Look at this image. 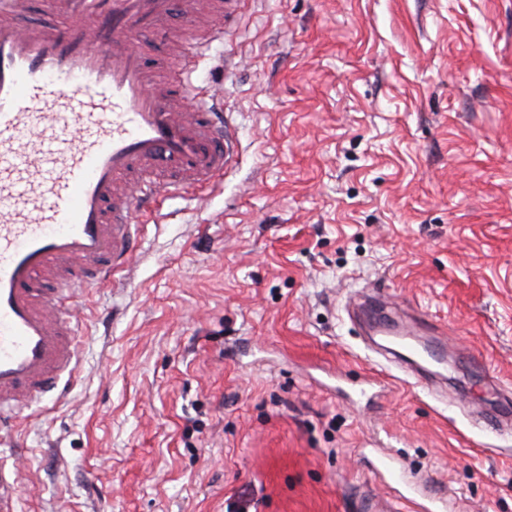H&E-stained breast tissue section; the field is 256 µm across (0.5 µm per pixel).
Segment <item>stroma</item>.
Wrapping results in <instances>:
<instances>
[{"label": "stroma", "instance_id": "35a3bbf8", "mask_svg": "<svg viewBox=\"0 0 512 512\" xmlns=\"http://www.w3.org/2000/svg\"><path fill=\"white\" fill-rule=\"evenodd\" d=\"M239 155L73 304L64 394L13 435L20 512H512V0H241L197 66ZM441 329L418 365L373 289ZM373 466L377 471L386 475L391 481L402 484L404 486V493L402 497L404 500L413 503L420 512H436L437 507L433 503L423 504L419 501L417 496V486L406 481L404 472L398 466L393 456L386 452H380L375 458Z\"/></svg>", "mask_w": 512, "mask_h": 512}]
</instances>
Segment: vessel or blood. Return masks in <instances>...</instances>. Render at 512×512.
<instances>
[{
  "instance_id": "1",
  "label": "vessel or blood",
  "mask_w": 512,
  "mask_h": 512,
  "mask_svg": "<svg viewBox=\"0 0 512 512\" xmlns=\"http://www.w3.org/2000/svg\"><path fill=\"white\" fill-rule=\"evenodd\" d=\"M204 0H0V427L57 391L78 356L70 298L131 262L139 230L175 188L224 177L237 138L193 79L207 42L185 41L175 78L150 70L142 36L174 12L195 26ZM373 465L420 503L393 456ZM0 512H18L0 471Z\"/></svg>"
}]
</instances>
